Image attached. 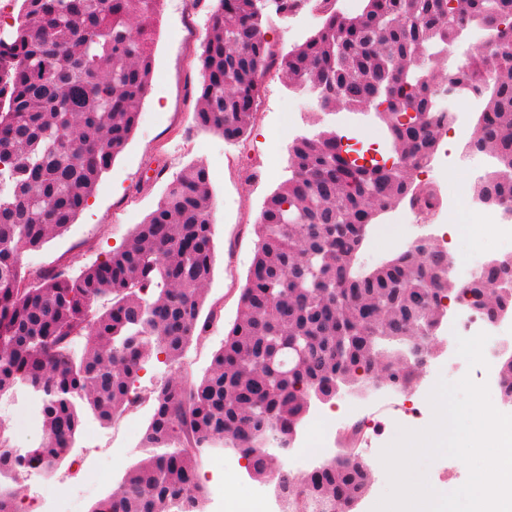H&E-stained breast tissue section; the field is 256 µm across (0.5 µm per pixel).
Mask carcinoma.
<instances>
[{"instance_id": "carcinoma-1", "label": "carcinoma", "mask_w": 512, "mask_h": 512, "mask_svg": "<svg viewBox=\"0 0 512 512\" xmlns=\"http://www.w3.org/2000/svg\"><path fill=\"white\" fill-rule=\"evenodd\" d=\"M262 0H217L196 63V123L229 140L253 125L262 80L277 68L318 95L321 110L372 107L390 136V159L334 129L288 147L292 175L265 199L238 313L200 378L179 375L151 392L145 456L90 512H206L202 457L233 448L250 476L267 479L269 449L282 452L312 403L331 404L341 373L404 392L419 369L396 347L431 360L452 304L497 324L512 317V292L493 284L512 264L451 282L439 245L410 246L380 265L357 266L368 226L401 205L434 213L437 188L418 179L430 166L452 112L434 93L492 85L465 148L490 151L494 167L473 186L483 209L512 213V0H364L345 15L317 0L325 20L303 44L276 53L263 27ZM161 0H22L16 29L0 40V394L22 381L44 395V442L31 461L51 476L82 429L80 407L109 423L135 396L152 355L178 361L205 337L202 315L215 268L213 193L206 168L192 164L170 181L157 207L121 248L72 279L22 274L20 253L64 231L87 206L112 159L127 145L152 73L151 45ZM493 36L454 71L437 75L434 56L461 34L462 18ZM343 298L336 300V283ZM111 305L99 310L98 300ZM85 339L83 358L70 347ZM501 400L512 404V361H498ZM0 450V512H16ZM289 512L327 502L354 509L369 493L361 452L343 447L295 478L278 470Z\"/></svg>"}]
</instances>
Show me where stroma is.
Wrapping results in <instances>:
<instances>
[{
  "label": "stroma",
  "mask_w": 512,
  "mask_h": 512,
  "mask_svg": "<svg viewBox=\"0 0 512 512\" xmlns=\"http://www.w3.org/2000/svg\"><path fill=\"white\" fill-rule=\"evenodd\" d=\"M216 0H163L157 34L153 44V77L143 100L133 134L121 153L112 161L97 183L87 207L62 234L49 238L40 248L23 251L21 266L29 276L57 270L75 276L98 263L124 245L136 224L155 209L167 184L187 166L199 163L208 171L214 195L212 218L215 231L216 264L205 290L206 305L215 308L218 317L207 336L192 343L177 363L162 357L150 358L139 373L137 388L152 389L172 375L202 376L212 363L214 353L224 342V331L233 322L239 294L252 264L256 237L253 226L268 193L291 175L288 146L295 138L312 134L318 126L331 127L339 134L364 145L384 148L387 129L374 109L319 111L316 95L307 88H293L278 73L262 81L260 109L246 140L229 141L216 132L202 129L194 119L199 74L196 57L210 25ZM321 13L303 9L301 17H285L273 4L264 9V29L268 39L283 49L301 44L321 26ZM462 142L440 146L424 181L441 192H448L453 178L469 186L480 173L483 159L475 157L470 167L454 163L453 155L462 151ZM512 254V236L489 235L478 243L467 244L461 259L454 262V274L463 277L473 265L491 256ZM439 338L446 343L444 353L430 360L419 381L407 393L397 394L398 402L413 406L424 402L438 379L457 381L471 376L477 383L493 384L498 371L489 368L482 349L498 342H512V319L464 333L442 328ZM377 394L360 397L343 395L334 404L313 403V410L343 419L347 409L363 408L374 429L372 443L365 455L372 463L370 498L383 496L389 481L385 468L375 461L394 430L407 422L403 410L380 407ZM83 433L66 461L41 486H34L28 475H20L14 488L26 501L48 499L62 494L70 512H90L92 505L110 493L126 470L142 456L141 440L147 427L139 421L135 430H127L123 417L100 422L91 410H83ZM95 437H88L87 428ZM124 441L123 459L111 458L107 451L112 439ZM97 447L100 479H76L77 462L84 449ZM202 467L213 481L207 486V512H224V503L232 493L223 482L232 475L244 486H253L242 458L228 459L223 449L205 454Z\"/></svg>",
  "instance_id": "1"
}]
</instances>
